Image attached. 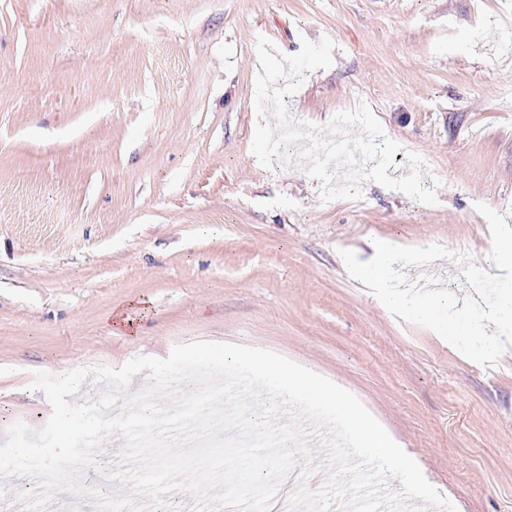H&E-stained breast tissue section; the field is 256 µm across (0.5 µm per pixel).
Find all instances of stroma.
<instances>
[{
    "instance_id": "obj_1",
    "label": "stroma",
    "mask_w": 512,
    "mask_h": 512,
    "mask_svg": "<svg viewBox=\"0 0 512 512\" xmlns=\"http://www.w3.org/2000/svg\"><path fill=\"white\" fill-rule=\"evenodd\" d=\"M261 35L285 54L331 38L294 110L365 104L437 203L371 181L324 203L300 167L261 166ZM505 227V0H0V444L51 415L34 371L234 343L356 395L458 512H512V349L468 360L340 256L437 244L488 271Z\"/></svg>"
}]
</instances>
